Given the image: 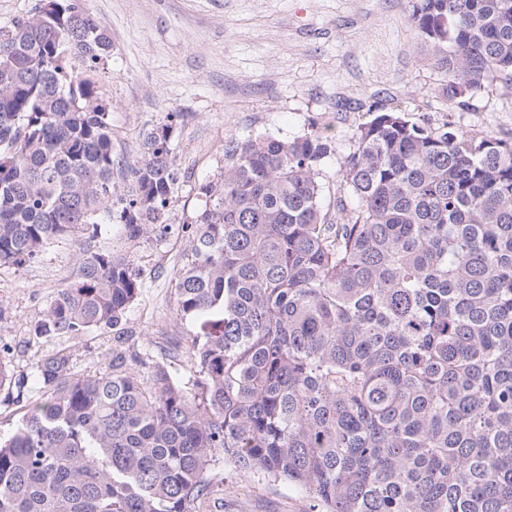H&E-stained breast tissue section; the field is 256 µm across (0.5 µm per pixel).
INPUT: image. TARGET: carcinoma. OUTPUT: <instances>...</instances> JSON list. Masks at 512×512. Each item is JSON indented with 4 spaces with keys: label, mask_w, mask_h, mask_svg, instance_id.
Returning <instances> with one entry per match:
<instances>
[{
    "label": "carcinoma",
    "mask_w": 512,
    "mask_h": 512,
    "mask_svg": "<svg viewBox=\"0 0 512 512\" xmlns=\"http://www.w3.org/2000/svg\"><path fill=\"white\" fill-rule=\"evenodd\" d=\"M412 2L448 100L512 81V0ZM110 46L82 0L0 27V267L114 220L130 241L169 229L174 128L115 159L90 77ZM369 112L341 224L327 133L225 142L174 280L177 315L202 321L195 377L38 360L43 398L0 444V512H199L218 452L318 512H512V141ZM142 288L126 254L89 246L34 333L120 334Z\"/></svg>",
    "instance_id": "cac0c4a2"
}]
</instances>
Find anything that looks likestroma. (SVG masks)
<instances>
[{"label": "stroma", "instance_id": "obj_1", "mask_svg": "<svg viewBox=\"0 0 512 512\" xmlns=\"http://www.w3.org/2000/svg\"><path fill=\"white\" fill-rule=\"evenodd\" d=\"M112 46L95 79L112 116L115 157L136 155L153 128L173 123L180 180L170 203L172 230L135 242L109 225L98 244L133 260L145 289L127 313L124 335L109 328L82 336H38L34 328L56 292L74 282L82 234L52 241L23 267H0V365L14 383L0 387V440L11 437L42 390L35 358L63 350L74 373H104L117 351L142 364L168 357L191 373L197 322L175 313L174 279L188 245L178 225L198 206L196 187L224 165V142L258 135L291 139L327 130L334 149L321 164L331 216L352 208L338 172L370 106L412 120L448 124L512 140V85L501 80L467 106L440 91L443 75L409 18L410 0H83ZM203 512H316L303 490L245 472L216 455Z\"/></svg>", "mask_w": 512, "mask_h": 512}]
</instances>
